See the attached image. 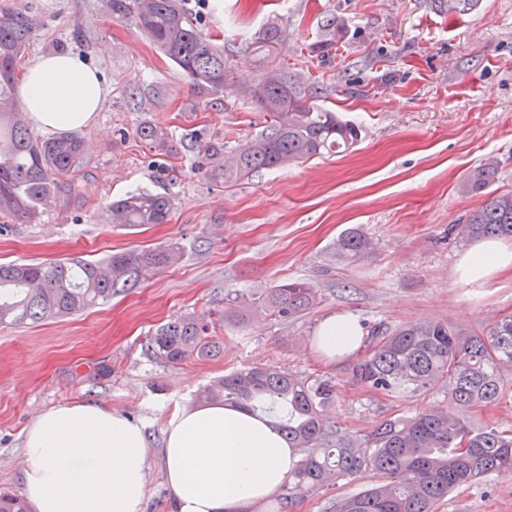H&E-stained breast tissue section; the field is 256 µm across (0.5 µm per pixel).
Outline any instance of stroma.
I'll list each match as a JSON object with an SVG mask.
<instances>
[{"label":"stroma","mask_w":512,"mask_h":512,"mask_svg":"<svg viewBox=\"0 0 512 512\" xmlns=\"http://www.w3.org/2000/svg\"><path fill=\"white\" fill-rule=\"evenodd\" d=\"M204 34L216 35L240 82L260 72L251 54L267 24L284 42L276 61L301 77L316 104L363 129L354 151L301 160L224 184L211 178L204 148L231 151L268 117L234 92L193 84L150 42L132 12L112 0H0L33 23L25 56L70 52L102 75L105 99L81 129L78 178L92 195L61 184L37 223L0 230V262L102 260L179 244L180 262L102 305L42 324L0 327V491L23 495L25 430L42 413L94 403L141 423L151 454L143 512H175L162 448L169 419L198 407L199 392L234 370L276 366L331 378L327 415L360 441L389 418L448 408L444 389L387 397L352 379L357 355L329 364L314 348L319 322L348 311L364 327L448 323L460 335L487 333L512 315V272L474 290L454 269L468 247L456 225L489 198L466 181L486 163L493 189L512 192V0H479L448 15L433 0H186ZM336 40L317 52L326 20ZM153 123L164 145L142 140ZM133 192L171 197L164 224L113 223L112 200ZM358 227L371 249L354 260L333 245ZM290 280L317 288L308 313L274 320L247 311L217 331L220 352L178 365L148 359L142 344L180 316L211 324L230 293L253 294ZM367 471L322 493L277 498L251 512H329L336 497L375 483ZM439 512H512V479L492 476L458 489Z\"/></svg>","instance_id":"stroma-1"}]
</instances>
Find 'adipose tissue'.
<instances>
[{"mask_svg":"<svg viewBox=\"0 0 512 512\" xmlns=\"http://www.w3.org/2000/svg\"><path fill=\"white\" fill-rule=\"evenodd\" d=\"M19 97L37 128H84L104 99L99 71L70 53L41 56L25 69ZM512 271V244L483 240L459 257L460 282L482 288ZM364 342L356 315L337 312L317 326L329 361ZM24 494L36 512H142L150 456L143 425L85 403L62 405L24 433ZM298 456L266 420L237 408L181 411L167 424L165 475L177 512H249L287 484Z\"/></svg>","mask_w":512,"mask_h":512,"instance_id":"adipose-tissue-1","label":"adipose tissue"}]
</instances>
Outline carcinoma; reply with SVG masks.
Listing matches in <instances>:
<instances>
[{"instance_id":"obj_1","label":"carcinoma","mask_w":512,"mask_h":512,"mask_svg":"<svg viewBox=\"0 0 512 512\" xmlns=\"http://www.w3.org/2000/svg\"><path fill=\"white\" fill-rule=\"evenodd\" d=\"M444 13L463 14L478 0H433ZM133 10L151 42L193 83L215 93L236 92L269 114L264 129L223 157L208 145L214 179L226 184L261 170L286 167L329 151L347 150L360 140L361 128L320 108L303 82L274 63L282 30L266 28L254 52L261 64L263 94L237 84L224 50L207 38L182 0H112L116 12ZM27 16H0V218L32 224L55 194L60 179L76 173L83 141L76 135L40 139L32 135L25 113L12 103L16 68L30 45ZM495 168L476 169L468 188L483 190ZM173 209L168 196L138 193L112 202L117 224L129 227L164 224ZM463 239H512V192L491 196L464 224ZM371 246L359 228L336 240V256L354 259ZM182 256L176 243L113 253L100 262L0 263V326H21L76 315L134 287L140 280L174 265ZM317 289L305 281L267 288L258 296L237 293L224 309L225 319L258 307L286 320L312 309ZM208 326L192 316L177 317L146 337L144 351L164 364L217 352ZM512 368V315L495 321L487 335L461 336L445 322L426 321L395 328L371 327L368 346L353 367V380L375 393L396 397L421 394L440 383L448 387L454 410L423 412L385 420L367 443L327 429L325 411L336 402V385L319 376L301 377L275 366L230 372L206 386L198 398L251 413L278 406L271 423L290 448L303 452L286 498L313 495L332 481L351 479L369 469L382 481L336 501L333 512H438L458 488L494 474L512 472V433L477 422L476 409L497 402L504 393L502 370ZM0 512H31L28 503L0 493Z\"/></svg>"}]
</instances>
